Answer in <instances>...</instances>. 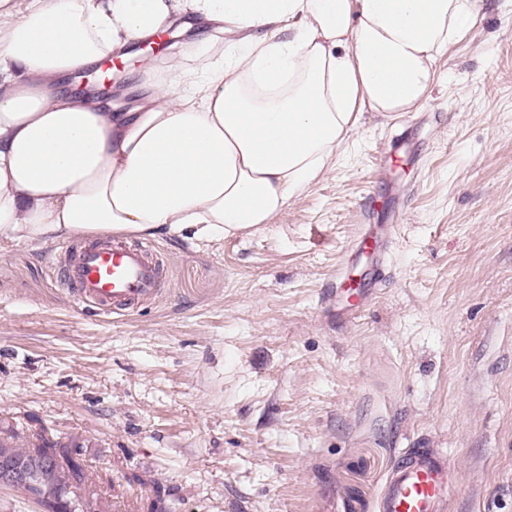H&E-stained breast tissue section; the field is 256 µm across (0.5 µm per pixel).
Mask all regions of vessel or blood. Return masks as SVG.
Segmentation results:
<instances>
[{
  "mask_svg": "<svg viewBox=\"0 0 512 512\" xmlns=\"http://www.w3.org/2000/svg\"><path fill=\"white\" fill-rule=\"evenodd\" d=\"M153 244L106 237L89 244L63 271L74 299L105 314H125L161 291ZM454 485L448 464L431 451L406 454L390 476L378 512H445Z\"/></svg>",
  "mask_w": 512,
  "mask_h": 512,
  "instance_id": "1",
  "label": "vessel or blood"
}]
</instances>
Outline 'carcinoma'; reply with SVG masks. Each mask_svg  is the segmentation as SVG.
Wrapping results in <instances>:
<instances>
[{
	"instance_id": "1",
	"label": "carcinoma",
	"mask_w": 512,
	"mask_h": 512,
	"mask_svg": "<svg viewBox=\"0 0 512 512\" xmlns=\"http://www.w3.org/2000/svg\"><path fill=\"white\" fill-rule=\"evenodd\" d=\"M16 438L15 434L0 437V466L20 463L33 478L14 488L25 492L45 512H79L84 502L89 512H95L93 498L81 493L86 470L76 443L38 435L26 440L21 448Z\"/></svg>"
}]
</instances>
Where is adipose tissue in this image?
Masks as SVG:
<instances>
[{
    "label": "adipose tissue",
    "instance_id": "adipose-tissue-1",
    "mask_svg": "<svg viewBox=\"0 0 512 512\" xmlns=\"http://www.w3.org/2000/svg\"><path fill=\"white\" fill-rule=\"evenodd\" d=\"M483 0H32L0 27V240L196 238L271 223L364 113L414 112ZM178 27L142 105L65 77ZM207 30L223 38L210 50Z\"/></svg>",
    "mask_w": 512,
    "mask_h": 512
}]
</instances>
